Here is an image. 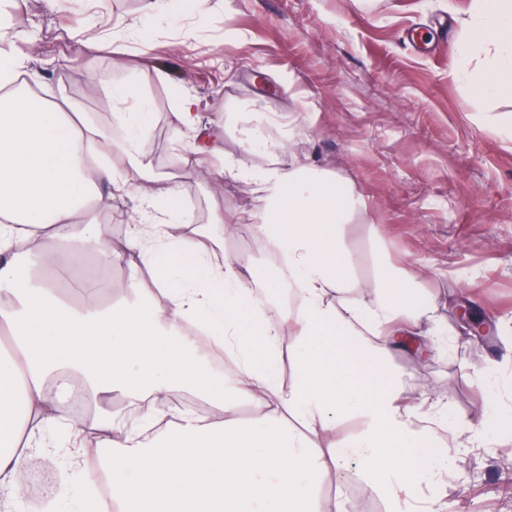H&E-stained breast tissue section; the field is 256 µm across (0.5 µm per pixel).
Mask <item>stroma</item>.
I'll list each match as a JSON object with an SVG mask.
<instances>
[{"label":"stroma","mask_w":512,"mask_h":512,"mask_svg":"<svg viewBox=\"0 0 512 512\" xmlns=\"http://www.w3.org/2000/svg\"><path fill=\"white\" fill-rule=\"evenodd\" d=\"M151 0H23L14 31L32 39L38 96L79 105L86 125L112 133L109 162L123 170L118 84L147 100L143 162L172 178L189 225L235 255L256 287L276 283L275 252L236 216L254 210L250 186L199 178L173 125L178 96L199 98L214 145L252 170L304 166L365 200L342 221L345 258L362 291L387 287L399 269L437 305L446 348L394 352L409 390L429 389L455 430L512 409V95L477 91L476 58L456 41L470 0H183L172 15ZM265 147L244 152V128ZM138 187L113 193L103 235L128 250L123 215ZM486 318L479 338L457 300ZM512 434H491L459 456L441 498L446 512H512Z\"/></svg>","instance_id":"stroma-1"}]
</instances>
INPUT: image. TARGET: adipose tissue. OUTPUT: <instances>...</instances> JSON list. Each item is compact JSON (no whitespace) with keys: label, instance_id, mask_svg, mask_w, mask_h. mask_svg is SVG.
I'll use <instances>...</instances> for the list:
<instances>
[{"label":"adipose tissue","instance_id":"1","mask_svg":"<svg viewBox=\"0 0 512 512\" xmlns=\"http://www.w3.org/2000/svg\"><path fill=\"white\" fill-rule=\"evenodd\" d=\"M477 46L487 50L480 88L491 95L512 77V0H472L457 48L466 57ZM38 81L24 56L0 49V334L8 342L0 349V507L19 512L25 465L48 453L62 455L70 480L46 512L72 501L78 512H323L318 488L343 460L382 490L388 512H440L459 455L501 424L490 420L453 445L441 434L448 422L438 403L407 401L388 357L411 346V329L432 321L434 306L398 270L370 303L347 306L360 285L344 260L340 223L360 195L302 167L251 176L240 161L225 162L230 176L255 184L259 205L247 222L288 258L296 306L267 319L236 261L213 264L203 233H170L178 192L141 162L149 111L134 87L112 90L126 128L128 168L118 173L104 161L80 167L89 144L110 154L112 137L81 123L78 106L52 112L26 94ZM134 178L152 186L128 261L104 244L92 204L100 185ZM91 255L106 267L128 262L136 305L114 304L90 281L60 290ZM145 267L159 269L155 287H142ZM217 349L237 358L236 395L261 401V418H235L236 395L205 365ZM283 355L293 371L286 385ZM76 383L95 401L118 394L130 406L190 390L209 410L156 409L163 425L155 430L118 412L75 419L53 404L49 387ZM351 418L359 422L353 436L313 446V436ZM92 452L102 462L96 475L84 467ZM103 479L110 490L100 494Z\"/></svg>","mask_w":512,"mask_h":512}]
</instances>
